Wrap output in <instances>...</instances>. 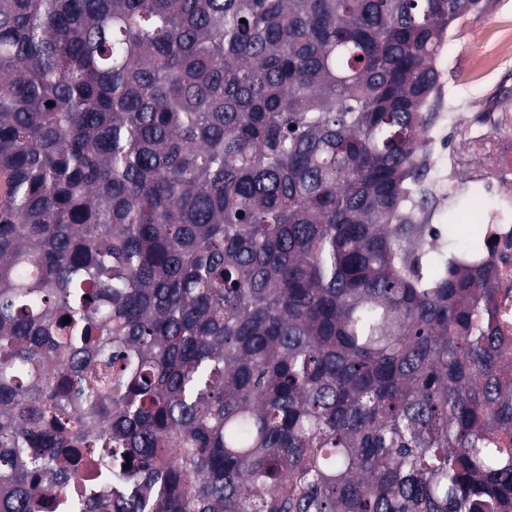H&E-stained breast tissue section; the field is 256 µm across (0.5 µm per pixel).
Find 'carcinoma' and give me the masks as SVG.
<instances>
[{"instance_id":"obj_1","label":"carcinoma","mask_w":512,"mask_h":512,"mask_svg":"<svg viewBox=\"0 0 512 512\" xmlns=\"http://www.w3.org/2000/svg\"><path fill=\"white\" fill-rule=\"evenodd\" d=\"M487 8L0 0V512H512L496 266L411 200Z\"/></svg>"}]
</instances>
